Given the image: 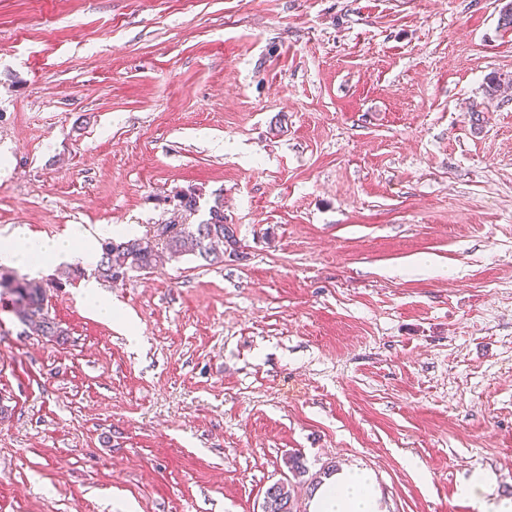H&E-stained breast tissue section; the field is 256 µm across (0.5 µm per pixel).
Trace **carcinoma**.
Returning a JSON list of instances; mask_svg holds the SVG:
<instances>
[{"instance_id":"obj_1","label":"carcinoma","mask_w":512,"mask_h":512,"mask_svg":"<svg viewBox=\"0 0 512 512\" xmlns=\"http://www.w3.org/2000/svg\"><path fill=\"white\" fill-rule=\"evenodd\" d=\"M174 219L166 224L167 234L161 246L169 258L195 254L210 264L224 263V248L236 244L232 228L224 223L223 206L209 209L208 219L191 224L188 219L199 207V194L191 188L177 192L173 197ZM157 246L148 237L109 239L102 243L97 262V276L107 282L124 277L133 270L152 268L157 262ZM0 292L12 297L15 317L29 324L44 336H61L62 330L45 311L46 288L43 283L21 277H0ZM264 512H294V500L289 487L274 483L265 491Z\"/></svg>"}]
</instances>
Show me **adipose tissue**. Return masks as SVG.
Returning <instances> with one entry per match:
<instances>
[{
  "mask_svg": "<svg viewBox=\"0 0 512 512\" xmlns=\"http://www.w3.org/2000/svg\"><path fill=\"white\" fill-rule=\"evenodd\" d=\"M113 233L109 224H71L64 234L46 239L19 226L6 243L0 244V268L21 269L39 276L77 261L88 265L96 261L100 241ZM81 295L100 320L119 325L130 339H137L134 320L100 293L95 280L82 282ZM310 512H383L373 472L359 467L333 472L316 489Z\"/></svg>",
  "mask_w": 512,
  "mask_h": 512,
  "instance_id": "1",
  "label": "adipose tissue"
}]
</instances>
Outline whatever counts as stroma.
Returning a JSON list of instances; mask_svg holds the SVG:
<instances>
[{
  "label": "stroma",
  "mask_w": 512,
  "mask_h": 512,
  "mask_svg": "<svg viewBox=\"0 0 512 512\" xmlns=\"http://www.w3.org/2000/svg\"><path fill=\"white\" fill-rule=\"evenodd\" d=\"M493 73L497 0H0V240L149 236L191 187L238 240L103 283L136 343L63 268L61 337L0 295V512H262L278 481L308 512L331 462L387 512H476L478 471L511 497ZM98 283L94 279H86L81 283V296L83 302L102 321L114 323L125 330L130 340L138 341V330L134 320L121 308L112 304V301L102 295Z\"/></svg>",
  "instance_id": "stroma-1"
}]
</instances>
